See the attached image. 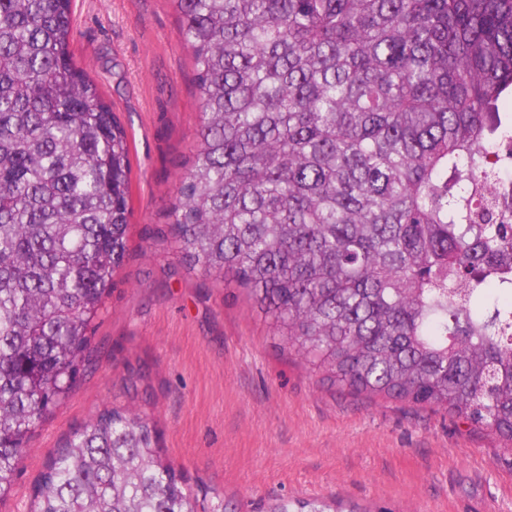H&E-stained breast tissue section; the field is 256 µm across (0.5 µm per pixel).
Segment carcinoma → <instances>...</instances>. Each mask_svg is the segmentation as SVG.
<instances>
[{
  "label": "carcinoma",
  "mask_w": 512,
  "mask_h": 512,
  "mask_svg": "<svg viewBox=\"0 0 512 512\" xmlns=\"http://www.w3.org/2000/svg\"><path fill=\"white\" fill-rule=\"evenodd\" d=\"M197 149L157 237L230 278L320 383L512 444V0H170ZM72 0H0V498L68 396L129 251L124 126ZM32 512H226L119 407L75 426ZM270 512H338L282 500ZM489 189L500 194L499 206L502 211L505 224L512 222V178L509 176L505 180H498L490 184Z\"/></svg>",
  "instance_id": "carcinoma-1"
}]
</instances>
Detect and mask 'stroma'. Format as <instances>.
<instances>
[{
    "label": "stroma",
    "instance_id": "1",
    "mask_svg": "<svg viewBox=\"0 0 512 512\" xmlns=\"http://www.w3.org/2000/svg\"><path fill=\"white\" fill-rule=\"evenodd\" d=\"M170 0H74L70 48L130 141V256L65 403L36 429L0 512L32 487L69 429L103 406L156 421L167 458L235 512L322 498L338 512H512V447L446 410L328 388L280 352L224 280L184 269L166 224L197 148L194 70ZM140 362L147 381L131 385Z\"/></svg>",
    "mask_w": 512,
    "mask_h": 512
}]
</instances>
